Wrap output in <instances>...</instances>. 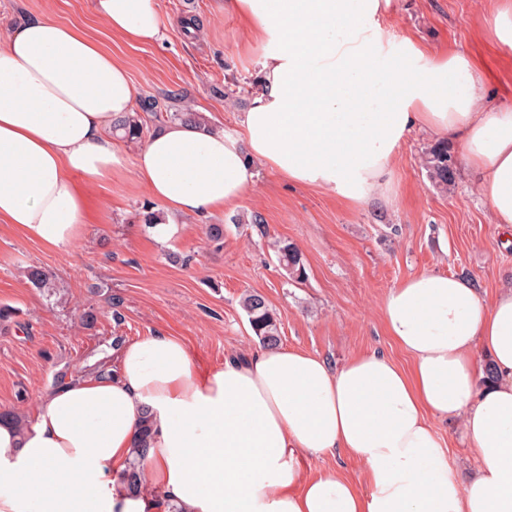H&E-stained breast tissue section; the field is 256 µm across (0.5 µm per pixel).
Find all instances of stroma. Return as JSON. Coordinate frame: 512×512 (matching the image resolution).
I'll list each match as a JSON object with an SVG mask.
<instances>
[{
	"mask_svg": "<svg viewBox=\"0 0 512 512\" xmlns=\"http://www.w3.org/2000/svg\"><path fill=\"white\" fill-rule=\"evenodd\" d=\"M487 0H397L390 33L475 58L486 93L512 102V56L500 54L482 29ZM164 37L133 46L113 36L92 0H0V33L22 17L51 15L102 43L127 69L137 101L185 106L212 125L239 135L257 69L245 49L249 34L224 10V0H160ZM433 135L412 131L391 169L393 193L348 207L325 188L288 183L259 167L254 188L237 205L176 217L177 233L154 240L136 213L150 199L133 172L136 145L122 144L125 162L109 181L92 187L95 213L80 242L57 250L0 223V305L20 309L0 325V408L32 418L38 398L59 375H96L116 367L115 337L131 343L160 331L184 337L197 371L258 351L240 301L263 294L280 318L281 345L303 349L338 366L356 355L381 353L400 366L409 356L385 336L380 308L388 291L411 275L442 272L472 279L486 297L512 285V247L500 244L480 198L476 177L458 165L447 190L436 188L423 165ZM261 216L265 226L252 219ZM224 227L223 245L206 227ZM273 238L297 245L307 278L287 279ZM35 265L56 278L45 297L25 279ZM118 307H111V300ZM120 319H113V312ZM91 322H82V315ZM448 466L465 477L475 459L458 424L433 418Z\"/></svg>",
	"mask_w": 512,
	"mask_h": 512,
	"instance_id": "obj_1",
	"label": "stroma"
}]
</instances>
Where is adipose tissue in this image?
<instances>
[{"label": "adipose tissue", "instance_id": "ef3b65f1", "mask_svg": "<svg viewBox=\"0 0 512 512\" xmlns=\"http://www.w3.org/2000/svg\"><path fill=\"white\" fill-rule=\"evenodd\" d=\"M394 0H225L249 27L260 88L229 136L170 123L134 172L172 215L239 202L258 165L351 205L391 190L413 128L457 141L492 223L512 230V104L484 97L483 68L456 50L393 39ZM483 27L512 54V0H488ZM127 42L162 37L159 0H93ZM402 56L407 67L392 63ZM126 68L77 28L29 18L0 41V222L68 250L90 188L124 156L112 121L132 112ZM404 369L372 352L341 367L270 347L198 374L186 342L126 344L116 375H78L38 399L24 432L0 424V512H165L118 479L143 417L145 468L182 512H512V287L485 299L467 278L413 275L381 305ZM494 379L481 384L478 352ZM455 417L478 460L449 472L431 420ZM344 454L366 473L307 479L304 455Z\"/></svg>", "mask_w": 512, "mask_h": 512}]
</instances>
